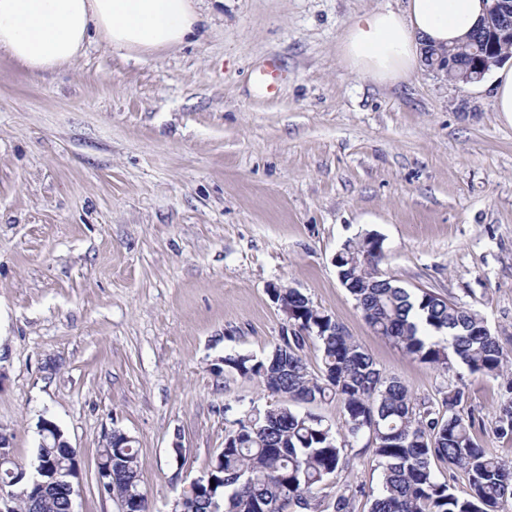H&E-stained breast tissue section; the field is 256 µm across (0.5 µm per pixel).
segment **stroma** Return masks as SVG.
Wrapping results in <instances>:
<instances>
[{
  "label": "stroma",
  "instance_id": "35a3bbf8",
  "mask_svg": "<svg viewBox=\"0 0 512 512\" xmlns=\"http://www.w3.org/2000/svg\"><path fill=\"white\" fill-rule=\"evenodd\" d=\"M404 0H201L189 42L141 59L91 38L34 76L0 56V432L36 459L56 423L81 467L74 512H117L97 481L112 430L135 440L152 512H171L270 399L224 370L288 323L270 284L299 289L419 398L450 378L366 322L334 257L366 233L382 273L480 311L512 349V122L490 92L427 69L382 83L339 46L359 15ZM276 60L267 94L255 74ZM492 435L503 379L461 371ZM326 492L381 469L349 450Z\"/></svg>",
  "mask_w": 512,
  "mask_h": 512
}]
</instances>
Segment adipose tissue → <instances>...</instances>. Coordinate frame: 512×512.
Listing matches in <instances>:
<instances>
[{"mask_svg":"<svg viewBox=\"0 0 512 512\" xmlns=\"http://www.w3.org/2000/svg\"><path fill=\"white\" fill-rule=\"evenodd\" d=\"M198 0H0V54L31 74L57 70L83 51L89 32L109 47L149 56L176 47L203 21ZM484 0H407L356 18L340 46L354 72L382 83L409 79L425 44L461 41L485 11Z\"/></svg>","mask_w":512,"mask_h":512,"instance_id":"adipose-tissue-1","label":"adipose tissue"}]
</instances>
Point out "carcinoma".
I'll return each mask as SVG.
<instances>
[{"label": "carcinoma", "instance_id": "carcinoma-1", "mask_svg": "<svg viewBox=\"0 0 512 512\" xmlns=\"http://www.w3.org/2000/svg\"><path fill=\"white\" fill-rule=\"evenodd\" d=\"M448 81L463 83L474 54L468 41L448 48ZM384 257L383 240L366 234L336 252L341 284L370 326L413 359L448 374L461 365L471 373L504 375L512 358L488 328L484 316L455 301H443L426 289L412 292L394 281L373 277ZM288 323L306 332L294 342H278L265 357L228 354L224 370L256 379L278 404L254 408L235 422L224 450L212 462L214 485H202L187 512H355L358 490L345 486L328 502L323 486L348 469V447L365 442L382 468L370 512H506L512 500V463L479 445L474 412L464 388L448 384L435 401L417 398L397 378L386 375L369 352L328 313L298 289L288 292ZM313 339L321 353L319 372L303 356ZM336 401L341 422L333 425L291 402ZM493 435L512 439V397L500 403ZM36 458L64 472L72 462L68 448L53 439ZM445 463L465 479L457 489L441 481L433 461ZM134 449H122L112 461V485H140ZM20 512L37 490L28 478L15 483ZM39 494V493H37ZM40 512H68L67 498L46 489Z\"/></svg>", "mask_w": 512, "mask_h": 512}]
</instances>
